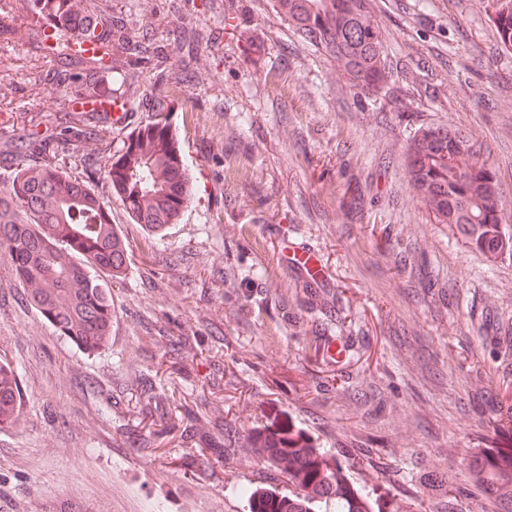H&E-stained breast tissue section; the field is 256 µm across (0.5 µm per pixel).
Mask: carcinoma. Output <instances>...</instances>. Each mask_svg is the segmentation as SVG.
<instances>
[{
	"label": "carcinoma",
	"instance_id": "1",
	"mask_svg": "<svg viewBox=\"0 0 512 512\" xmlns=\"http://www.w3.org/2000/svg\"><path fill=\"white\" fill-rule=\"evenodd\" d=\"M35 15L51 27L47 50L70 67L84 71L80 97L91 103L125 99L147 72L153 76L154 112L136 127L112 156L108 171L112 194L131 219L159 233L174 223L192 195L188 155L172 124V102L161 86L203 82L198 67L207 47L204 28L187 24L173 31L182 69L166 65L168 45L135 35L124 22L105 16L87 0H31ZM296 35L334 58L352 87L376 89L391 81L384 34L371 11V0H275ZM486 13L499 46L512 51V0H487ZM269 38L241 35L240 55L252 65L267 57ZM96 112H74L64 119L43 115L15 138L7 175L0 179V258L26 289V300L56 331L81 348H100L112 328V281L125 272L129 245L110 221V213L87 180L64 170L65 152L92 133ZM41 125L52 133L42 135ZM406 168L412 192L439 224H455L481 251L505 253L500 230L505 208L489 157L460 129L426 126L407 148ZM342 205L357 213L362 205L358 180L344 185ZM153 417L152 436L161 437L170 419L154 391L144 390ZM20 386L14 369L0 361V426L16 420ZM222 437L224 458L252 451L231 423L213 425ZM271 460L284 466L303 493L288 500V512H313V501L336 481V512H368L366 497L348 488L345 466L326 472L323 460L307 448L276 453L283 441L258 440ZM491 476L496 490L512 486V448H498L477 459L472 480Z\"/></svg>",
	"mask_w": 512,
	"mask_h": 512
}]
</instances>
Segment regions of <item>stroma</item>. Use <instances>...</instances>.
Listing matches in <instances>:
<instances>
[{
	"label": "stroma",
	"instance_id": "obj_1",
	"mask_svg": "<svg viewBox=\"0 0 512 512\" xmlns=\"http://www.w3.org/2000/svg\"><path fill=\"white\" fill-rule=\"evenodd\" d=\"M371 3L394 75L365 92L299 43L273 0H186L181 15L167 0H107L134 32L149 24L160 36L187 19L212 33L208 80L163 88L194 195L158 234L113 196L108 160L148 114L135 86L65 166L91 180L130 247L105 345L88 352L59 336L0 260V360L16 369L22 403L17 424L0 427V512H250L249 500L296 495L278 465L205 447V420L185 411L202 396L243 438L273 428L348 462L350 485L383 512H512L469 473L474 457L512 448L496 412L512 353L494 343L512 322V256L435 223L405 166L418 128L464 130L489 151L512 225V52L482 0ZM44 31L24 0H0L1 160L31 116L74 106ZM266 32L270 58L292 51L274 78L236 49L240 35ZM352 176L364 194L354 217L340 206ZM297 244L328 278L330 313L304 305L308 283L286 263ZM183 329L204 344L172 356ZM147 375L174 406L171 433L149 448ZM439 484L465 493L448 500Z\"/></svg>",
	"mask_w": 512,
	"mask_h": 512
}]
</instances>
